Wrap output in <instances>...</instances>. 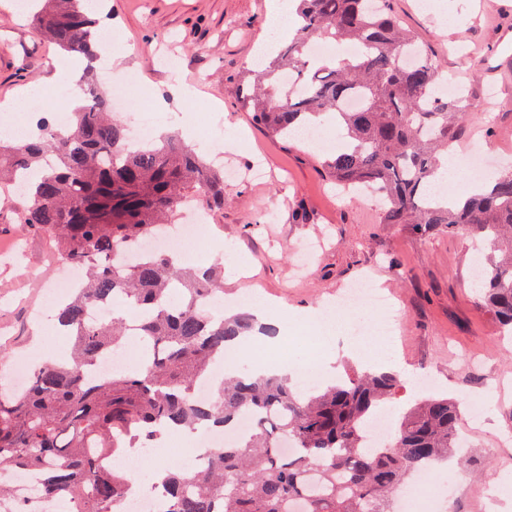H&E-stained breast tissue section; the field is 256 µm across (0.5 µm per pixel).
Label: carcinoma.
<instances>
[{"instance_id": "carcinoma-1", "label": "carcinoma", "mask_w": 512, "mask_h": 512, "mask_svg": "<svg viewBox=\"0 0 512 512\" xmlns=\"http://www.w3.org/2000/svg\"><path fill=\"white\" fill-rule=\"evenodd\" d=\"M88 0H45L34 20L63 51L91 55L103 46ZM296 30L261 70L243 74V106L267 132L292 138L302 126L334 124L344 145L323 161L336 185L371 189L383 198L384 224H410L417 234L465 231L502 251L485 257L481 304L512 333V169L485 190L450 205L432 187L454 149L469 102L436 96L450 78L430 47L404 31L390 0H296ZM326 37L357 46L350 57L312 59L310 42ZM66 128L41 112L22 141L0 138V185L16 188L23 172L37 176L23 191L18 223L49 231L58 252L85 272L82 287L54 312L71 342L67 361L36 367L23 391L0 394V471L41 474L49 497L75 500L79 512H119L131 479L112 457L145 446L177 427H226L241 415L252 432L214 452L193 472L168 471V512H394L392 494L415 471L459 452L458 404L442 394L415 400L399 416L387 452L367 441V427L396 396L394 371L356 374L300 392L279 375L225 378L207 406L195 403V382L241 336L276 329L240 311L213 313L224 267L203 272L174 252L135 253L143 239L175 222L184 203L224 208V174L175 133L132 147L126 125L94 78ZM356 97L360 105L344 108ZM131 302L144 313L136 332L146 361L135 372L90 380L86 368L121 344L122 317L94 322L97 303ZM295 442L280 455L279 436Z\"/></svg>"}]
</instances>
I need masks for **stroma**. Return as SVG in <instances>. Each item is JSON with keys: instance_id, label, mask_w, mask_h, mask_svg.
I'll return each instance as SVG.
<instances>
[{"instance_id": "35a3bbf8", "label": "stroma", "mask_w": 512, "mask_h": 512, "mask_svg": "<svg viewBox=\"0 0 512 512\" xmlns=\"http://www.w3.org/2000/svg\"><path fill=\"white\" fill-rule=\"evenodd\" d=\"M14 0H0V106L32 98L54 71L61 52L31 20L16 22ZM405 28L436 52L448 74L470 91V107L455 144L467 152L478 140L512 155V0H391ZM268 0H105L112 39L124 55L113 79L138 76L125 107L135 114L163 99L208 154L223 153L229 175L224 207L200 226L203 263L222 257L224 296L244 294L272 303L288 323L272 361L310 358L318 309L360 275L393 300L402 326L391 354L405 383L394 404L408 407L416 393L410 376L431 378L436 391L463 408L482 407L473 466L437 465L441 485L470 478L507 482L512 466V339L480 307L469 270L466 236L417 235L408 224H386L373 197H339L321 166L319 148L273 137L256 124L241 98V77L254 67L253 50L267 34ZM197 94L184 102L175 79ZM496 97L485 101L487 87ZM19 198L0 202V358L31 351L39 330L32 312L45 299L63 258L47 234L18 224ZM316 243L307 267L296 249ZM380 316L357 309L336 323V340L323 349L339 374L366 370L351 348L378 340Z\"/></svg>"}]
</instances>
